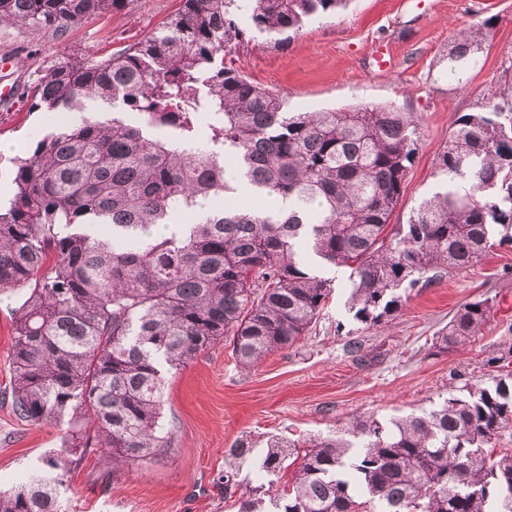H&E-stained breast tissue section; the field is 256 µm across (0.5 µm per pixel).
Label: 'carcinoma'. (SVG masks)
Listing matches in <instances>:
<instances>
[{
	"instance_id": "carcinoma-1",
	"label": "carcinoma",
	"mask_w": 512,
	"mask_h": 512,
	"mask_svg": "<svg viewBox=\"0 0 512 512\" xmlns=\"http://www.w3.org/2000/svg\"><path fill=\"white\" fill-rule=\"evenodd\" d=\"M125 0H0V24L63 33ZM344 0H184L163 28L116 53L61 54L30 108L88 101L112 116L40 138L13 161L0 204V288L13 313L10 404L35 424L67 423V455L0 491V512H65L59 487L102 450L112 467L161 456L162 367L179 370L229 337L251 369L310 333L331 292L316 259L349 270L348 310L370 328L402 307L403 284L462 271L512 246V80L460 115L439 153V190L390 223L421 137L410 112L380 106L290 112L226 57L246 34L274 44ZM453 36L448 77L476 63L483 30ZM263 206L238 204L237 185ZM491 306H460L436 335L476 340ZM423 414L357 418L335 436L271 440L238 512H512V343ZM291 471L282 481L284 471Z\"/></svg>"
}]
</instances>
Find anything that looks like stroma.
Masks as SVG:
<instances>
[{"label":"stroma","mask_w":512,"mask_h":512,"mask_svg":"<svg viewBox=\"0 0 512 512\" xmlns=\"http://www.w3.org/2000/svg\"><path fill=\"white\" fill-rule=\"evenodd\" d=\"M181 0H126L120 10L91 17L63 36L49 30L0 26V56L11 69L0 82L13 86V103L0 104V185L11 186L16 158L49 133L45 113L30 110L27 92L38 70L63 53L107 54L148 37L176 14ZM490 21L475 65L462 81L448 77L454 32ZM392 64L379 70L378 44ZM251 81L287 94L292 112L387 105L418 118L422 136L415 164L391 221L437 188L434 165L458 116L478 111L488 92L512 70V0H350L346 8L310 18L288 44L276 46L247 32L232 55ZM321 273L331 294L316 326L299 344L242 368L228 341L202 350L179 371H165L163 425L173 438L164 458L113 468L102 453L87 454L66 476L68 512H237L224 495V472L234 470L239 492L257 479L252 459L230 460L235 441H249L254 457L272 438L325 436L354 418L389 420L427 411L448 395L450 373L490 382V347L512 339V246L492 249L474 267L408 289L388 324L365 328L353 320L344 271ZM24 289L0 290V490L22 483L47 455H66L65 425L19 419L8 400L13 310ZM490 299L482 334L472 343L436 352L435 333L462 304ZM362 345V359L346 350Z\"/></svg>","instance_id":"obj_1"}]
</instances>
